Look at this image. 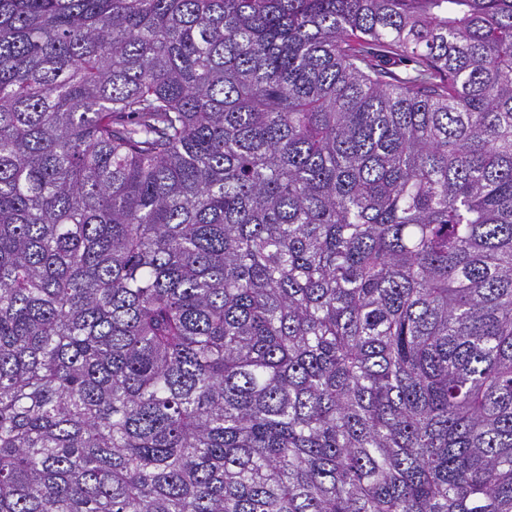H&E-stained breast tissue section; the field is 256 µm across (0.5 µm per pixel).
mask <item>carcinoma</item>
I'll use <instances>...</instances> for the list:
<instances>
[{"label": "carcinoma", "instance_id": "carcinoma-1", "mask_svg": "<svg viewBox=\"0 0 512 512\" xmlns=\"http://www.w3.org/2000/svg\"><path fill=\"white\" fill-rule=\"evenodd\" d=\"M0 512H512V0H0Z\"/></svg>", "mask_w": 512, "mask_h": 512}]
</instances>
